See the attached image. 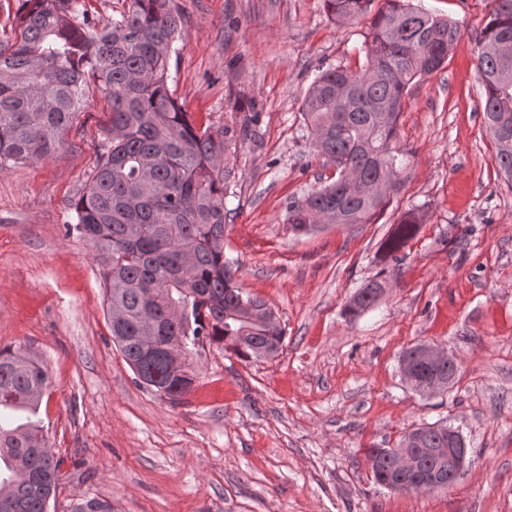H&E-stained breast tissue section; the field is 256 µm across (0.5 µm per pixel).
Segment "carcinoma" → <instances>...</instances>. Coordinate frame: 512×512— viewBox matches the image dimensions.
Returning a JSON list of instances; mask_svg holds the SVG:
<instances>
[{
	"label": "carcinoma",
	"instance_id": "1",
	"mask_svg": "<svg viewBox=\"0 0 512 512\" xmlns=\"http://www.w3.org/2000/svg\"><path fill=\"white\" fill-rule=\"evenodd\" d=\"M126 2L119 16L103 21L90 16L85 0H16L14 27L0 37V173L57 154L86 87L94 86L109 124L67 228L100 260L112 341L123 359L140 384L176 404L185 395L180 377L164 358L147 356V337L158 346L173 339L187 351L219 342L250 359L278 352L284 330L271 307L238 287V268L224 257V155L234 133L197 125L171 94L178 6ZM373 2L324 0L338 23L368 14ZM492 4L476 36V69L499 168L512 180V0ZM459 34L456 23L412 0H384L365 35V64L316 75L301 115L337 178L288 203L295 232L307 233L309 224H366L386 204L387 192L370 193L366 185L392 183L405 94L442 67ZM416 231V217L403 216L382 244L383 256L395 257ZM383 288L368 281L354 306L371 305ZM457 370L452 356L440 368H422L417 390L436 378L446 383ZM47 387V368L35 355L0 349V512H47L56 493L60 461L37 420ZM401 442L446 448L448 426L422 425ZM393 452L368 455L380 484L392 476ZM436 467L448 469V460L422 454L414 474ZM72 512H112V505L85 497Z\"/></svg>",
	"mask_w": 512,
	"mask_h": 512
}]
</instances>
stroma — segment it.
<instances>
[{
	"label": "stroma",
	"instance_id": "1",
	"mask_svg": "<svg viewBox=\"0 0 512 512\" xmlns=\"http://www.w3.org/2000/svg\"><path fill=\"white\" fill-rule=\"evenodd\" d=\"M176 3L174 99L212 130L251 125L227 152L224 254L239 287L277 312L283 345L245 360L203 342L178 404L136 383L112 342L99 259L66 231L108 119L88 90L58 154L0 173V348L48 370L39 417L62 459L48 512L83 497L112 512H512V182L484 125L474 52L490 0H421L460 37L409 87L396 187L369 223L307 235L292 231L288 203L335 169L304 132L303 94L319 68L364 64L371 16L339 24L323 0ZM410 211L416 235L382 258ZM375 278L377 300L350 311ZM423 341L459 366L431 395L399 369ZM433 423L465 440L459 480L435 492L376 484L368 451Z\"/></svg>",
	"mask_w": 512,
	"mask_h": 512
}]
</instances>
